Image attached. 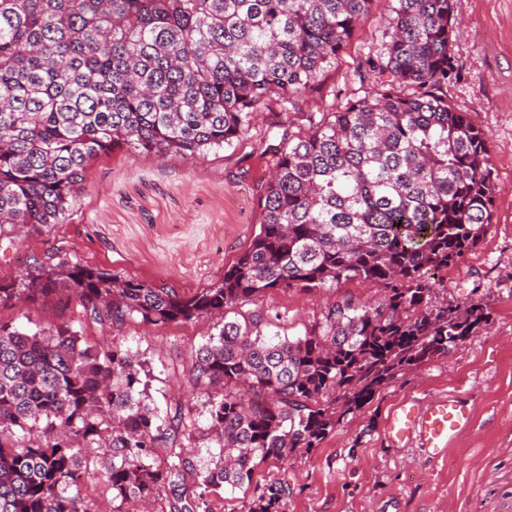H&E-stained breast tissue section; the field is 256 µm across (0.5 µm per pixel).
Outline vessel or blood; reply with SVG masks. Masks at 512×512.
<instances>
[{
	"label": "vessel or blood",
	"instance_id": "1",
	"mask_svg": "<svg viewBox=\"0 0 512 512\" xmlns=\"http://www.w3.org/2000/svg\"><path fill=\"white\" fill-rule=\"evenodd\" d=\"M472 414L470 399L461 393L426 401L409 400L390 413L386 433L395 443L416 440L428 457L439 459L469 426Z\"/></svg>",
	"mask_w": 512,
	"mask_h": 512
}]
</instances>
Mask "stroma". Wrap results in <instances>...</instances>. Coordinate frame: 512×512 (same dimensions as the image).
I'll use <instances>...</instances> for the list:
<instances>
[{
  "label": "stroma",
  "mask_w": 512,
  "mask_h": 512,
  "mask_svg": "<svg viewBox=\"0 0 512 512\" xmlns=\"http://www.w3.org/2000/svg\"><path fill=\"white\" fill-rule=\"evenodd\" d=\"M452 5L463 33L451 47L458 77L448 85V101L469 113L488 139L495 201L479 246L436 274L435 293L452 305L475 294L487 304L489 322L448 352L397 371L370 402L341 416L319 447L268 459L250 488L219 490L216 512H256L259 493L271 486L283 489L278 512H512V0ZM388 17L389 0H374L318 87L274 100L233 146L189 161L122 151L96 159L69 220L48 234L18 229L8 259L0 258V275L62 241L90 263L182 294L210 287L259 231L256 180L278 141L272 126L303 129L307 113L372 94L376 77L359 72L380 51ZM380 292L359 280L324 289L276 288L255 308L275 319L280 333L295 336L337 299L367 302ZM213 331V323L197 321L147 333L132 321L116 332L94 325L85 336L93 344L117 342L136 351L149 399L161 411L180 385L177 367ZM452 392L467 393L475 415L446 457L434 461L415 445L389 441L384 424L395 405ZM208 405L206 396L189 398L195 430L187 452L198 464L213 450Z\"/></svg>",
  "instance_id": "obj_1"
}]
</instances>
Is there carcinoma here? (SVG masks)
<instances>
[{
    "mask_svg": "<svg viewBox=\"0 0 512 512\" xmlns=\"http://www.w3.org/2000/svg\"><path fill=\"white\" fill-rule=\"evenodd\" d=\"M389 40L366 60L381 89L281 129L260 181L259 232L209 288L167 285L68 256L65 244L0 277V308L52 294L69 319L34 332L0 321V512H101L89 488L127 512L158 487L161 512H213L255 468L308 450L403 367L488 322L473 299L435 303L430 272L458 264L491 224V152L469 113L448 104L451 0H390ZM373 0H0V256L18 227L52 232L116 151L191 160L246 138L272 97L314 89ZM407 88L411 93L405 94ZM360 280L304 334L267 337L257 312L228 310L275 288ZM214 322L191 350L187 390L163 412L142 365L80 328ZM209 399L218 452L184 453V397ZM86 448H99L91 456Z\"/></svg>",
    "mask_w": 512,
    "mask_h": 512,
    "instance_id": "1",
    "label": "carcinoma"
}]
</instances>
